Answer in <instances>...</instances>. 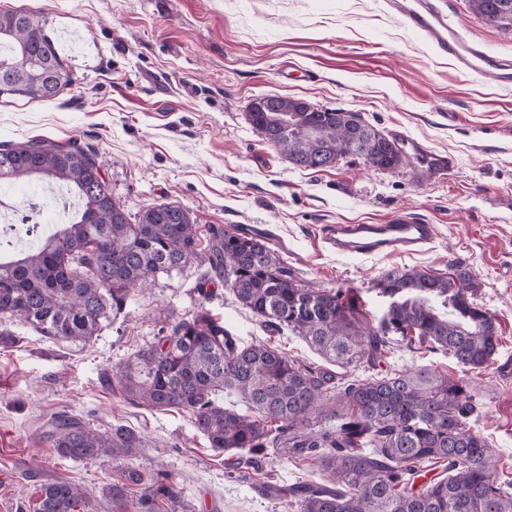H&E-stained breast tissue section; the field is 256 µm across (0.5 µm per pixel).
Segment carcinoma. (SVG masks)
<instances>
[{"label":"carcinoma","mask_w":512,"mask_h":512,"mask_svg":"<svg viewBox=\"0 0 512 512\" xmlns=\"http://www.w3.org/2000/svg\"><path fill=\"white\" fill-rule=\"evenodd\" d=\"M470 3L486 22L512 27V0ZM44 27L35 14L0 12V48H8L0 51V95L45 100L73 85ZM267 103L268 111L249 112L248 121L299 169L320 171L346 156L383 171L402 164L390 140L359 112H298L294 98L277 95ZM103 170L98 152L76 139L0 143V184L38 178L65 186L78 202L70 221L36 248L0 260V315L60 342L86 344L100 319L122 313L134 291L198 258L267 327L302 337L343 367H377L394 336L470 369L498 350L496 316L475 302L478 283L466 271L384 273L376 288L387 308L370 321L343 289L296 280L266 237L250 229L216 230L200 253L183 207L155 203L130 217ZM332 381L266 344L241 345L203 311L104 376L133 404L190 413L212 448L319 462L333 487L291 488L296 512H512V483L496 478L492 449L468 425L476 404L466 380L422 367ZM224 389L237 393L246 409L217 404ZM51 425V447L64 459L130 457L140 447L139 436L121 426L101 432L67 415ZM436 469V477L416 485ZM126 480L109 486L106 496L118 502L140 485L141 512H155L160 497H176L171 485L147 482L133 467ZM80 506L97 512L79 486L56 481L42 487L37 512Z\"/></svg>","instance_id":"1"}]
</instances>
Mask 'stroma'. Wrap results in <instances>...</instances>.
Instances as JSON below:
<instances>
[{
  "label": "stroma",
  "instance_id": "obj_1",
  "mask_svg": "<svg viewBox=\"0 0 512 512\" xmlns=\"http://www.w3.org/2000/svg\"><path fill=\"white\" fill-rule=\"evenodd\" d=\"M46 22L75 83L51 100L0 96V142L78 139L99 152L113 198L130 214L155 202L187 209L207 246L211 227L263 229L297 280L350 290L367 318L387 306L375 284L393 268L432 274L458 265L479 282L477 303L498 318L499 349L468 369L451 356L394 337L381 371L428 367L466 379L480 431L512 481V88L458 71L385 8L383 0H0ZM453 19L496 54L512 56V28L487 24L469 0H451ZM296 73L285 77L283 65ZM360 112L382 133L400 129L451 154L455 168L418 180L410 165L379 171L355 156L319 172L293 167L249 124L264 95ZM406 212L436 225L425 251L391 258L326 250L322 224H380ZM207 284L211 294L198 291ZM208 310L243 343H264L311 367L322 359L301 337L265 328L222 277L190 261L104 318L83 347L0 316V512H37L55 480L81 487L98 512L126 467L163 474L176 501L157 512H295L270 487L326 474L311 461L218 451L191 414L129 403L102 377L160 331ZM60 414L107 431L132 430L129 458H58L46 438Z\"/></svg>",
  "mask_w": 512,
  "mask_h": 512
}]
</instances>
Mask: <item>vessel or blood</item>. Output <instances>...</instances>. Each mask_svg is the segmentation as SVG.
<instances>
[{
    "instance_id": "vessel-or-blood-1",
    "label": "vessel or blood",
    "mask_w": 512,
    "mask_h": 512,
    "mask_svg": "<svg viewBox=\"0 0 512 512\" xmlns=\"http://www.w3.org/2000/svg\"><path fill=\"white\" fill-rule=\"evenodd\" d=\"M389 10L410 30L422 36L437 52L448 57L466 75H484L497 85L512 87V57L489 53L482 44L466 36L449 19L446 0H386ZM402 158L426 175H444L455 166L452 155L431 150L421 140L395 129L390 133ZM435 225L405 213L381 224H323L322 243L345 255L416 254L431 244Z\"/></svg>"
}]
</instances>
